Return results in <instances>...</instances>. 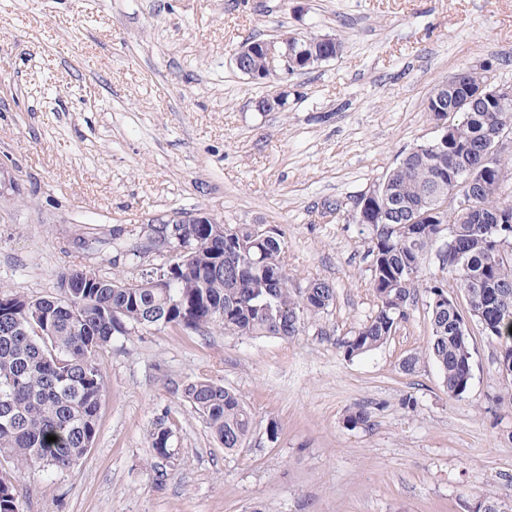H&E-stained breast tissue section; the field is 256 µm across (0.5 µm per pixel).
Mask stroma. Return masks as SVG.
<instances>
[{
	"label": "stroma",
	"instance_id": "1",
	"mask_svg": "<svg viewBox=\"0 0 512 512\" xmlns=\"http://www.w3.org/2000/svg\"><path fill=\"white\" fill-rule=\"evenodd\" d=\"M305 32L340 35L342 54L289 79L287 111H257L278 87L239 73L235 49ZM484 64L512 82V0H0V286L38 298L68 266L111 275L112 246L87 254L82 238L203 208L277 226L294 285L335 290L288 340L166 327L115 342L92 449L22 472L25 512H467L492 490L512 512L495 343L472 329L460 398L421 356L425 300L380 349L350 360L337 345L375 308L357 196L436 136L434 88ZM201 375L255 414L234 454L181 397ZM359 404L369 427H346ZM162 420L177 428L168 463L148 441Z\"/></svg>",
	"mask_w": 512,
	"mask_h": 512
}]
</instances>
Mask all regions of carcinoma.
<instances>
[{"instance_id": "obj_1", "label": "carcinoma", "mask_w": 512, "mask_h": 512, "mask_svg": "<svg viewBox=\"0 0 512 512\" xmlns=\"http://www.w3.org/2000/svg\"><path fill=\"white\" fill-rule=\"evenodd\" d=\"M266 41L248 40L246 68L267 72ZM328 52L315 35L288 44L298 59L292 72L319 67L313 56ZM464 84L489 80L484 67L461 70ZM462 91L448 89L443 103L427 101L435 120L455 108L448 142L432 141L406 153L383 178L385 203L372 211L371 285L376 308L353 334L337 340L344 357L365 356L385 344L409 320L410 306L424 294L431 326L425 350L437 366L448 395L461 397L470 386V339L458 336L465 315L497 344L498 370L512 378V223L492 226L480 217L512 215L503 195L502 169L509 161L491 152L499 134L512 135V98L490 108L459 105ZM488 172L476 200L478 219L449 225L453 251L438 265L442 277L427 281L423 269L438 245L440 225L430 211L451 195L468 191L466 172ZM125 236L141 259L159 247L150 224H131ZM177 280L150 277L127 286V268L112 265L103 278L85 268L59 276L60 294L30 299L0 287V512H24L18 474L39 465L68 470L92 448L106 381L98 358L133 329L167 326L231 336L291 338L320 317L334 300L321 279L293 286L283 264L284 233L256 224H190ZM457 289L466 301L435 303ZM182 396L201 415L224 452H235L252 436L254 415L234 388L208 377L182 386ZM371 413L363 405L348 412L350 428L365 427ZM56 441L49 442L47 437ZM174 429L161 421L150 432V447L162 461L173 456Z\"/></svg>"}]
</instances>
